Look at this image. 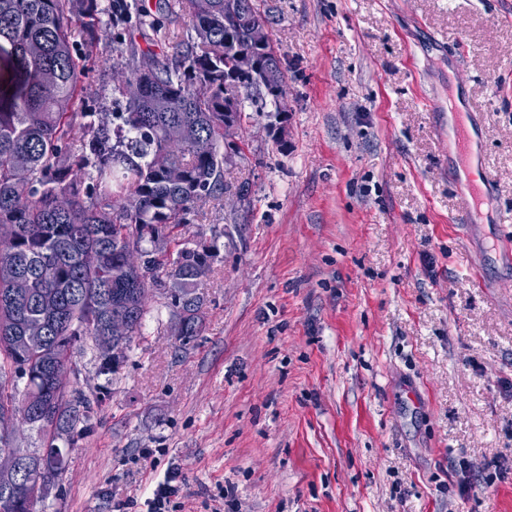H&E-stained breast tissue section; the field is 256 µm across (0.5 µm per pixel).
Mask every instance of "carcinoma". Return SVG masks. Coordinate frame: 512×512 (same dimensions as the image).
<instances>
[{"mask_svg": "<svg viewBox=\"0 0 512 512\" xmlns=\"http://www.w3.org/2000/svg\"><path fill=\"white\" fill-rule=\"evenodd\" d=\"M187 13L195 37L174 63L150 52L124 58L114 38L122 112H87L88 55L103 15L118 28L133 16L159 34L143 0H0V40L16 60L14 86H0V455L22 454L60 477L65 450L90 428L92 402L69 385L74 347L86 342L100 371L120 360L101 351L112 310L129 313L123 350L140 334L148 292L164 298L187 342L203 330L200 283L217 245L170 253L175 231L196 207L224 194V103L246 84L235 52L253 51L270 74L264 97L287 87L280 58L250 43L263 23L258 0H164ZM25 380L22 399L18 382ZM48 407L27 405L29 396ZM52 436L56 453L20 448L15 423ZM48 494L0 485V512H33Z\"/></svg>", "mask_w": 512, "mask_h": 512, "instance_id": "1", "label": "carcinoma"}]
</instances>
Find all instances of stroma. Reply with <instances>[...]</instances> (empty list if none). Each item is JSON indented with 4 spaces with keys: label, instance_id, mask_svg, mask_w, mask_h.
<instances>
[{
    "label": "stroma",
    "instance_id": "35a3bbf8",
    "mask_svg": "<svg viewBox=\"0 0 512 512\" xmlns=\"http://www.w3.org/2000/svg\"><path fill=\"white\" fill-rule=\"evenodd\" d=\"M285 67L281 130L246 102L222 200L182 229L216 244L204 330L148 305L116 373L75 348L93 428L35 512H512L508 225L463 224L449 186L448 82L512 213V0H260ZM173 58L192 33L164 13ZM104 19L88 110L119 97ZM248 183L249 197L236 192ZM474 486L460 492L458 461Z\"/></svg>",
    "mask_w": 512,
    "mask_h": 512
}]
</instances>
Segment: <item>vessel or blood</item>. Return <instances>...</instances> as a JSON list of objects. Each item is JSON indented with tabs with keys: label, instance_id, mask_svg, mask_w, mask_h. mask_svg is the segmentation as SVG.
I'll return each mask as SVG.
<instances>
[{
	"label": "vessel or blood",
	"instance_id": "obj_1",
	"mask_svg": "<svg viewBox=\"0 0 512 512\" xmlns=\"http://www.w3.org/2000/svg\"><path fill=\"white\" fill-rule=\"evenodd\" d=\"M448 112L453 117V138L448 144V151L459 170L458 177L454 179V188L461 202V217L464 223L470 224L480 212L485 198L491 194L492 182L485 167L476 126L458 120L457 103H449Z\"/></svg>",
	"mask_w": 512,
	"mask_h": 512
}]
</instances>
